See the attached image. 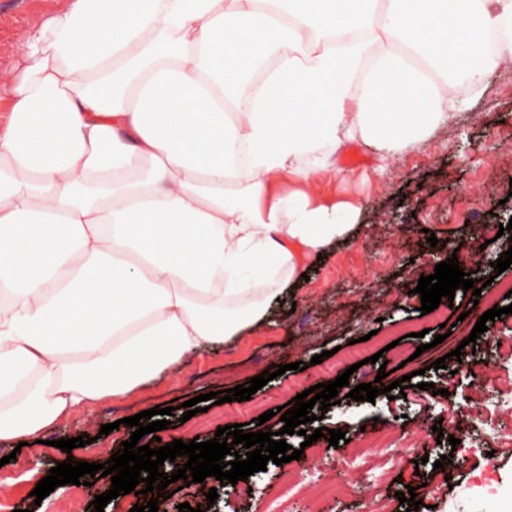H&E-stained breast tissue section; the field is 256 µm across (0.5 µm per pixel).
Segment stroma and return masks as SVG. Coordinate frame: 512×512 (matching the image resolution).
Instances as JSON below:
<instances>
[{"label":"stroma","instance_id":"stroma-1","mask_svg":"<svg viewBox=\"0 0 512 512\" xmlns=\"http://www.w3.org/2000/svg\"><path fill=\"white\" fill-rule=\"evenodd\" d=\"M68 0H0V73L15 63L16 50L28 30ZM482 95L469 102L465 112L453 113L436 125L428 138L409 144L401 153L382 158L360 139H347L331 156L340 175L333 180L305 183L315 200L347 201L360 210L358 226L342 243L328 248L321 258L301 265V279L285 291L268 322L245 328L217 347L185 355L158 377L129 394L97 404L90 412L75 413L43 432L41 441L18 447L16 441L0 443V512H91L96 495L111 487L110 477H98L89 486L68 485L54 490L42 501L31 492L63 456L55 440L85 434L91 444L72 449L74 461L106 463L129 440L131 427L123 418L157 407L171 408L173 421L161 430L162 441L173 438L207 441L218 428L238 424L243 432H276L279 418L264 424L263 413L287 406L298 393L349 373L350 386L363 377H376L372 355L393 341H401L411 360L405 365L389 361V381L411 376L405 396L375 401L342 399L329 407L322 420L307 423L306 432L320 427L344 432L345 442L328 447L326 455L300 459L273 467L271 474L256 472L237 484L224 486L223 512H267L273 494L288 481L308 475L312 479L347 483L350 494L294 498V506L308 512H369L383 504L387 512H406L397 494L406 486L416 489L418 512H512V450L471 422L481 407L498 406L491 421L495 427L512 426V407L501 404L495 388L483 389L460 370L453 350L467 339L478 314L463 290L453 301H441L436 311L421 314L419 294L409 293L415 274L434 271L439 259L451 256L457 243L481 247L484 265L477 276L512 279V267L495 272L492 263L512 247L501 236L483 244L473 214L488 209L512 213V62L483 78ZM399 223H390L391 215ZM436 236L431 247L428 236ZM423 331V338L402 337L405 324ZM452 333L435 343L441 324ZM431 342L421 350V342ZM324 360L312 364L315 355ZM446 365L433 369L437 359ZM306 362L304 371L292 370L294 362ZM276 377L250 400L211 406L184 418L181 403L209 392L249 385L263 371ZM427 390H420V383ZM119 422L118 430L102 435V425ZM385 432L394 452L393 462L381 456H361L359 442L365 433ZM460 439V446L437 443L438 435ZM452 462L436 467L441 456ZM448 479L446 495L432 499L426 486Z\"/></svg>","mask_w":512,"mask_h":512}]
</instances>
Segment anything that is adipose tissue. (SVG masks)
<instances>
[{
	"label": "adipose tissue",
	"mask_w": 512,
	"mask_h": 512,
	"mask_svg": "<svg viewBox=\"0 0 512 512\" xmlns=\"http://www.w3.org/2000/svg\"><path fill=\"white\" fill-rule=\"evenodd\" d=\"M0 83V442L123 395L263 322L388 156L512 61V0H70Z\"/></svg>",
	"instance_id": "ef3b65f1"
}]
</instances>
